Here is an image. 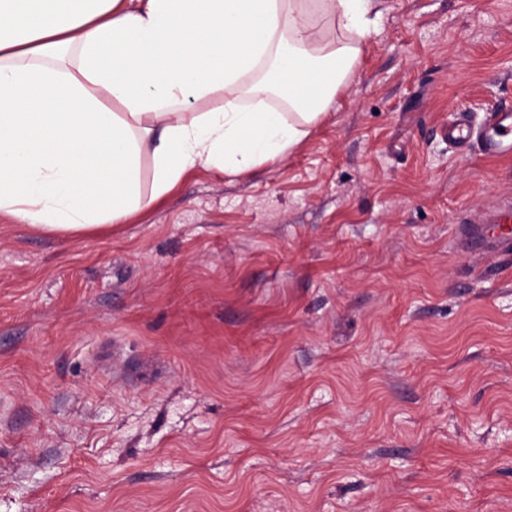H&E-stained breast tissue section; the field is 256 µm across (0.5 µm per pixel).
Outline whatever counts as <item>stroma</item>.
Instances as JSON below:
<instances>
[{
  "label": "stroma",
  "instance_id": "35a3bbf8",
  "mask_svg": "<svg viewBox=\"0 0 512 512\" xmlns=\"http://www.w3.org/2000/svg\"><path fill=\"white\" fill-rule=\"evenodd\" d=\"M282 161L124 224L0 216V512H512V0H377ZM481 154L497 159L512 156V108L496 107L486 111L477 135ZM493 219L498 224H460L459 235L463 240V251L468 254L472 249L484 248L486 256L506 249L512 250V237L507 235L496 236L490 233L492 226H500L512 222V207H505L493 212Z\"/></svg>",
  "mask_w": 512,
  "mask_h": 512
}]
</instances>
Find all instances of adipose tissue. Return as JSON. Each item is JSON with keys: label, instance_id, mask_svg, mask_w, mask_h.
Segmentation results:
<instances>
[{"label": "adipose tissue", "instance_id": "1", "mask_svg": "<svg viewBox=\"0 0 512 512\" xmlns=\"http://www.w3.org/2000/svg\"><path fill=\"white\" fill-rule=\"evenodd\" d=\"M374 0H0V214L80 237L202 166L284 158L336 101ZM272 68L278 86L252 79ZM282 89L285 109L260 102ZM223 94L216 111L189 99ZM253 106L241 103L242 96ZM153 179L143 188L142 159Z\"/></svg>", "mask_w": 512, "mask_h": 512}]
</instances>
